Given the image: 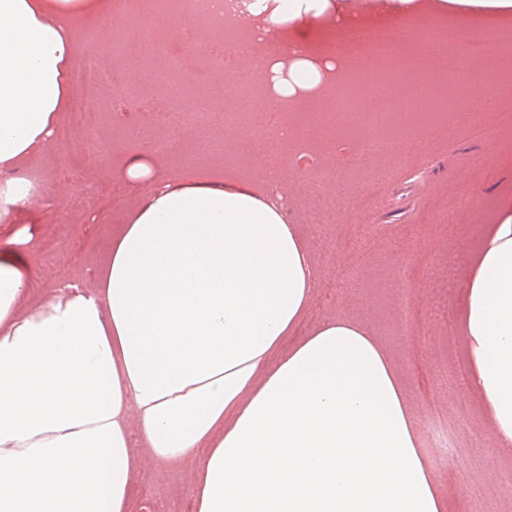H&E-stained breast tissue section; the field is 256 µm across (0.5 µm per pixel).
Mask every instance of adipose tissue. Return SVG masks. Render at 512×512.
<instances>
[{
	"instance_id": "ef3b65f1",
	"label": "adipose tissue",
	"mask_w": 512,
	"mask_h": 512,
	"mask_svg": "<svg viewBox=\"0 0 512 512\" xmlns=\"http://www.w3.org/2000/svg\"><path fill=\"white\" fill-rule=\"evenodd\" d=\"M331 0H245L306 45ZM112 0H0V512H130L136 457L190 463L196 512H444L406 385L361 321L280 347L319 286L307 240L269 186L158 182L113 239L92 288L30 303L32 178L70 101L84 20ZM512 18V0H380L411 13ZM470 382L512 455V198L462 280ZM136 422H129V415Z\"/></svg>"
}]
</instances>
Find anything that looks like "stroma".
Here are the masks:
<instances>
[{
	"label": "stroma",
	"instance_id": "1",
	"mask_svg": "<svg viewBox=\"0 0 512 512\" xmlns=\"http://www.w3.org/2000/svg\"><path fill=\"white\" fill-rule=\"evenodd\" d=\"M125 103L113 91L103 95L99 138L108 144L107 161L90 158L88 141L52 145L38 170L57 201L53 213L32 202L22 221L33 232L32 297L60 284H90L107 259L111 237L128 223L151 184L129 181L118 161L138 149L123 142L118 121ZM408 163L379 182L376 159L364 158L355 142L339 136L327 144L309 140L267 150L240 137L226 150H208L181 141L178 150L154 159L155 178H201L232 174L257 182L277 171L288 223L300 225L316 249L321 269L296 334L321 322L355 318L372 328L389 348L418 419L420 450L433 459L432 432L447 436L453 457L430 472L446 512H512V457L499 454L487 413L468 378L467 342L459 330L462 274L480 246L484 227L495 223L503 194H512V126L487 118L480 125L452 126L437 138L421 130L406 146ZM332 166L322 187L314 174ZM323 191L335 200L327 223H308V195ZM378 205L365 209L363 196ZM410 274L414 301L411 335L398 329V280ZM472 483L491 485L494 497L476 500L465 491L460 472ZM195 472L180 464L153 461L139 452L130 489L132 512H194Z\"/></svg>",
	"mask_w": 512,
	"mask_h": 512
}]
</instances>
